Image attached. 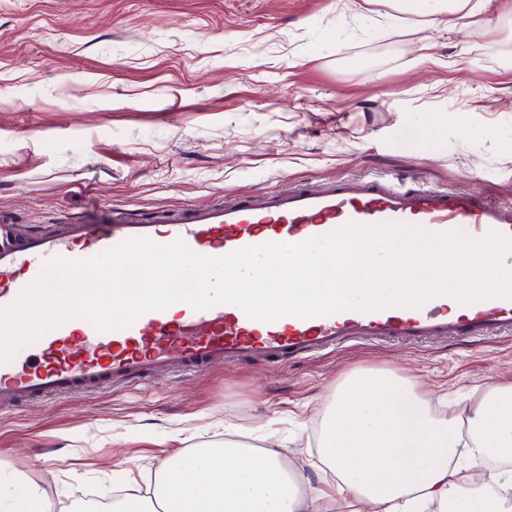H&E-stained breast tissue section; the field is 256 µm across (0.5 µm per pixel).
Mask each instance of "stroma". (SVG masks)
I'll return each mask as SVG.
<instances>
[{
    "instance_id": "stroma-1",
    "label": "stroma",
    "mask_w": 512,
    "mask_h": 512,
    "mask_svg": "<svg viewBox=\"0 0 512 512\" xmlns=\"http://www.w3.org/2000/svg\"><path fill=\"white\" fill-rule=\"evenodd\" d=\"M378 176L512 201V0L432 27L390 0H0V214L26 233ZM362 372L463 417L512 381V333L21 403L0 409V467L68 512L151 496L164 464L229 439L276 450L303 490L325 468L323 417Z\"/></svg>"
}]
</instances>
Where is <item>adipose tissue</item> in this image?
<instances>
[{
  "label": "adipose tissue",
  "instance_id": "1",
  "mask_svg": "<svg viewBox=\"0 0 512 512\" xmlns=\"http://www.w3.org/2000/svg\"><path fill=\"white\" fill-rule=\"evenodd\" d=\"M512 457V383L490 384L466 418L439 419L431 399L392 377L357 374L337 390L319 441L333 480L314 498L297 491L275 451L202 448L163 466L161 512H330L372 503L375 512H512V471L487 470L474 484L465 447ZM42 488L0 471V512H44Z\"/></svg>",
  "mask_w": 512,
  "mask_h": 512
}]
</instances>
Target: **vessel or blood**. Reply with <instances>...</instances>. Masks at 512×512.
I'll list each match as a JSON object with an SVG mask.
<instances>
[{"instance_id":"vessel-or-blood-1","label":"vessel or blood","mask_w":512,"mask_h":512,"mask_svg":"<svg viewBox=\"0 0 512 512\" xmlns=\"http://www.w3.org/2000/svg\"><path fill=\"white\" fill-rule=\"evenodd\" d=\"M424 224L431 232L512 238V205L445 188H405L387 178L342 179L224 199L146 219L113 216L108 224H68L61 231L23 236L0 224V307L13 303L50 257L82 260L135 237L159 244L183 240L194 252L220 257L265 243L298 244L347 222ZM512 330V298L471 304L438 295L418 307L391 306L327 316L295 315L265 322L239 306L156 310L129 327L97 330L80 318L64 321L0 364V399L14 402L72 395L160 371L192 373L242 361L276 363L332 351L363 340L421 343L445 336H493Z\"/></svg>"}]
</instances>
